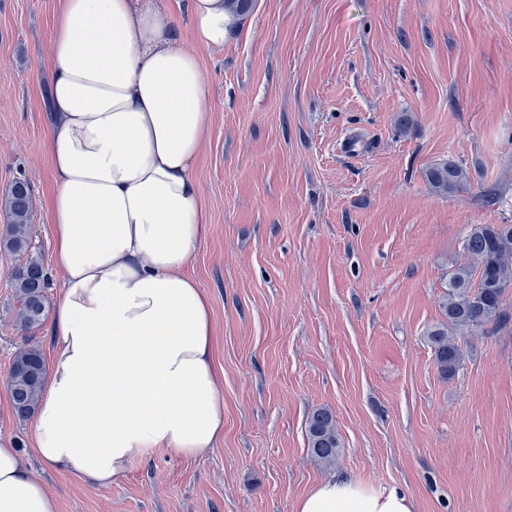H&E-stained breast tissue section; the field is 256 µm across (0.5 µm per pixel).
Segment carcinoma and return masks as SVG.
Returning <instances> with one entry per match:
<instances>
[{
  "mask_svg": "<svg viewBox=\"0 0 512 512\" xmlns=\"http://www.w3.org/2000/svg\"><path fill=\"white\" fill-rule=\"evenodd\" d=\"M426 181L438 194H450L471 185L470 174L455 162H441L425 173ZM31 184L14 181L0 199L6 229L0 235V251L21 254L29 249L31 229ZM463 259L448 271V289L439 308L444 317L426 332L439 377L448 380L459 371L463 354L456 336L488 335L512 323L504 297L512 288V224H473L463 238ZM11 287L20 308L18 328L30 333L45 316L48 276L42 264L29 260L14 274ZM47 375L46 360L36 344L20 348L10 367V395L18 417L32 416L39 404ZM306 437L311 458L319 465L332 466L342 453L333 412L321 407L308 417Z\"/></svg>",
  "mask_w": 512,
  "mask_h": 512,
  "instance_id": "1",
  "label": "carcinoma"
}]
</instances>
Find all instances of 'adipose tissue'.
<instances>
[{"label": "adipose tissue", "mask_w": 512, "mask_h": 512, "mask_svg": "<svg viewBox=\"0 0 512 512\" xmlns=\"http://www.w3.org/2000/svg\"><path fill=\"white\" fill-rule=\"evenodd\" d=\"M60 0L47 150L62 275L38 455L106 485L148 448L196 457L224 438L210 299L186 272L210 217L195 177L210 114L199 52L223 47L224 0ZM400 488L328 478L296 512H413ZM0 512H58L0 439Z\"/></svg>", "instance_id": "adipose-tissue-1"}]
</instances>
